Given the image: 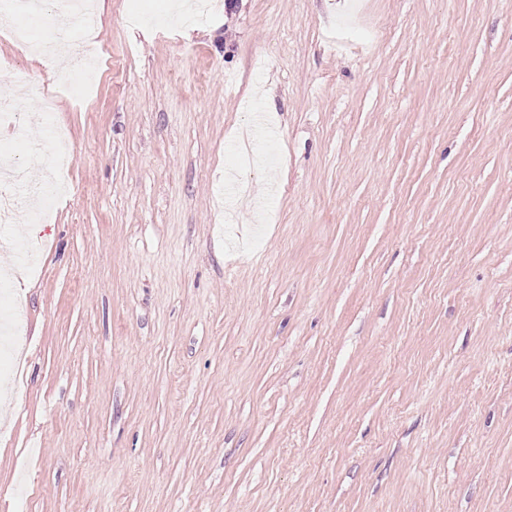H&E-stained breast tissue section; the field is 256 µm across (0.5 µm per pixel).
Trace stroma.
Segmentation results:
<instances>
[{
	"instance_id": "obj_1",
	"label": "stroma",
	"mask_w": 512,
	"mask_h": 512,
	"mask_svg": "<svg viewBox=\"0 0 512 512\" xmlns=\"http://www.w3.org/2000/svg\"><path fill=\"white\" fill-rule=\"evenodd\" d=\"M0 228V512H512V0H101ZM29 141L53 80L0 28Z\"/></svg>"
}]
</instances>
